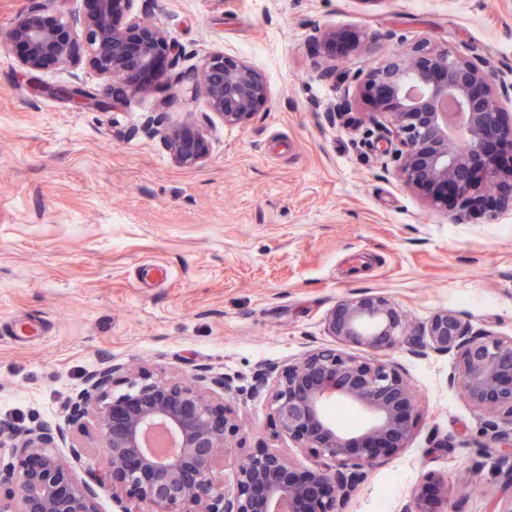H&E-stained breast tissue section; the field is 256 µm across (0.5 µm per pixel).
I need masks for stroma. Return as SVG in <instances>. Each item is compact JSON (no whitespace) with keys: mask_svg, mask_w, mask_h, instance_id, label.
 <instances>
[{"mask_svg":"<svg viewBox=\"0 0 512 512\" xmlns=\"http://www.w3.org/2000/svg\"><path fill=\"white\" fill-rule=\"evenodd\" d=\"M147 20L181 47L179 63L107 111L33 91L17 52L0 51V422L65 425L105 363L169 378L200 367L230 382L237 454L312 466L255 377L333 345L327 313L372 291L405 319L388 357L423 424L345 512H404L427 472L457 487L454 512H492L512 451L480 449L479 416L448 385L454 355L408 349L441 309L512 336V208L461 221L407 189L400 139L364 114L351 77L426 39L489 61L512 124V0H153ZM324 28L373 36L375 49L315 41ZM215 55L266 76V111L228 127L191 102L178 74ZM345 97L357 124L330 116ZM174 126L203 132L202 164L172 161L160 131Z\"/></svg>","mask_w":512,"mask_h":512,"instance_id":"obj_1","label":"stroma"}]
</instances>
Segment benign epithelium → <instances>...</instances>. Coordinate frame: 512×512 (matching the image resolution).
Masks as SVG:
<instances>
[{
	"label": "benign epithelium",
	"mask_w": 512,
	"mask_h": 512,
	"mask_svg": "<svg viewBox=\"0 0 512 512\" xmlns=\"http://www.w3.org/2000/svg\"><path fill=\"white\" fill-rule=\"evenodd\" d=\"M55 0H28V7L0 30V50L20 49L18 62L29 76L51 67L85 64L108 80L105 97L80 86L46 88L77 109L108 110L129 94L148 89L160 65L178 64L181 49L165 29L133 13V0H90L92 9L69 22L47 25L41 13ZM82 26L84 40L71 34ZM205 110L228 126L241 125L267 109L264 76L247 61L226 55L207 59L187 75ZM363 85L369 113L389 119L403 149L397 170L411 190L448 208L457 219L473 213L493 218L512 208V125L503 120L493 72L485 60L467 58L422 40L389 55L377 67L354 76ZM174 162L196 167L206 158L204 135L193 128L164 134ZM328 336L361 347L358 357L332 347L308 351L272 378L263 372L257 387L270 393L273 416L296 447L317 456L300 470L284 455L263 450L235 461V488L226 492L212 476L219 457L234 452L239 424L212 398L224 390L222 376L200 370L191 379H162L141 371L129 391L115 398L120 364L92 370L67 406V423L51 431L42 425H0V477L11 488L0 494V512H99V491L148 502L154 512H341L366 471L408 446L421 422L411 388L386 358L406 332L394 304L371 292L340 301L326 316ZM456 355L448 385L458 388L486 422L489 448L512 447V337L472 332L450 310L436 312L411 348ZM343 401L359 409L364 425L349 431L326 416V405ZM93 418L102 457L77 476L71 462L47 448L65 442L71 428ZM165 430L174 451L159 460L149 434ZM455 496L448 483L427 473L415 486L408 512H448ZM496 512H512V474L496 496Z\"/></svg>",
	"instance_id": "1"
}]
</instances>
